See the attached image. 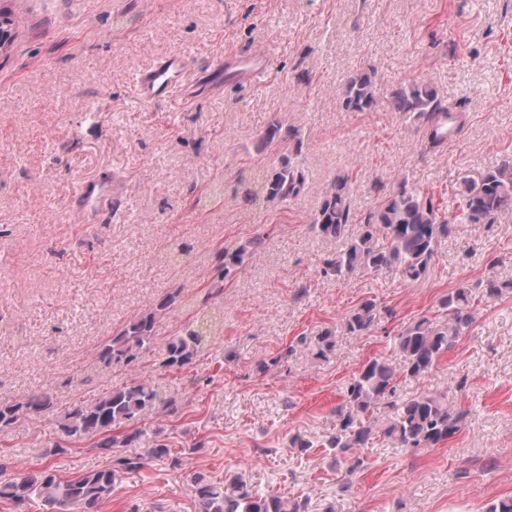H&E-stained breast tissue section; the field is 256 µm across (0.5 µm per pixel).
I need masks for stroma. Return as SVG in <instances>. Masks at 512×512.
Wrapping results in <instances>:
<instances>
[{"label":"stroma","mask_w":512,"mask_h":512,"mask_svg":"<svg viewBox=\"0 0 512 512\" xmlns=\"http://www.w3.org/2000/svg\"><path fill=\"white\" fill-rule=\"evenodd\" d=\"M12 11V48L0 54V401L33 391L58 409L132 379L154 380L179 403L148 415L182 453L177 469L122 475L99 512H192L193 475H240L263 490L306 496L311 512H485L512 496V293L476 298L475 320L439 364L402 393L444 390L468 415L445 444L413 455L373 444L364 464L303 456L300 434L336 428L344 382L365 361L395 355V336L436 315L443 294L488 274L512 280V213L492 224H457L442 239L426 279L392 273L349 282L324 277L335 243L310 233L308 218L334 176L355 169V214L372 205L375 182L409 175L440 215L454 194L512 153V0H0ZM274 47L262 88L225 82L224 58ZM181 52L177 95L141 105L133 73ZM377 76L381 95L413 78L428 81L464 113L455 139L429 150L423 131L377 105L343 107L355 72ZM96 119H88L90 110ZM296 140L282 148L270 133ZM291 157L309 176L298 197L268 196L267 183ZM119 176L128 211L99 224L77 215L80 180ZM217 186L223 202L199 206ZM251 190L260 202L243 197ZM259 239L228 279L224 299L206 301L218 252ZM181 297L155 325L152 352L134 367L103 369L100 345L167 293ZM373 298L394 315L367 335H340L328 360L296 352L285 368L260 373L296 336L336 325ZM206 316L207 341L189 372L159 370L170 338ZM467 382L448 386L451 375ZM48 420L0 432L11 474L46 468L75 478L105 465L91 440L44 456ZM351 484L335 492L343 477Z\"/></svg>","instance_id":"stroma-1"}]
</instances>
